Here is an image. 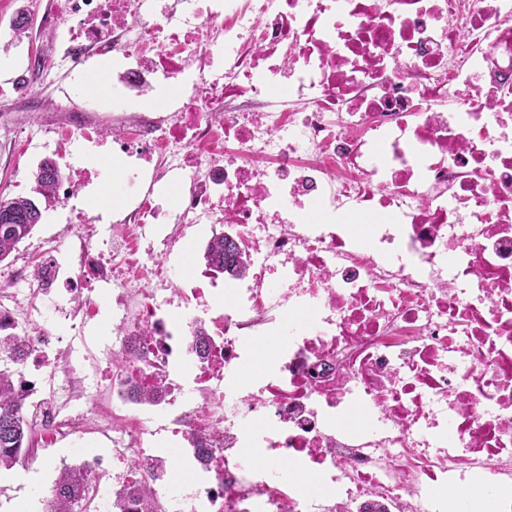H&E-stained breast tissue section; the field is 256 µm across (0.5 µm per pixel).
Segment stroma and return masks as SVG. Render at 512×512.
Listing matches in <instances>:
<instances>
[{
  "mask_svg": "<svg viewBox=\"0 0 512 512\" xmlns=\"http://www.w3.org/2000/svg\"><path fill=\"white\" fill-rule=\"evenodd\" d=\"M58 4L59 0H0V57L12 61L11 68L0 71V196L7 199L34 197V174L38 164L46 159L76 169L98 161L108 163L112 158L123 159L128 168L134 164L133 159L122 158L111 142V100H100L89 109L92 121L103 136L102 144L83 140L66 144L47 131L48 126L63 120L62 113L55 107L54 85H61L68 93L77 86L112 80L111 69L98 66L73 71L63 63L68 31L49 22ZM21 9L30 11L34 20L28 36L15 39L11 36L10 21ZM107 173L108 180H96L82 187L76 198L77 205L91 215L108 211V221L99 225L106 239L112 235L113 224L124 216L121 208L108 198L109 181L120 178L121 172L109 166ZM66 213L63 201L47 205L41 224L30 238L20 244L14 257L0 263V284H7L9 290L19 293L36 288V281L19 276L18 270L34 266L46 238L66 234ZM98 302V315L88 321L82 320L78 305L68 304L69 316L60 328L66 346L60 360L66 364L68 372L80 377L81 383L62 396L57 406L62 414L82 415L87 431L79 437L38 436L33 464L22 463L0 473V512H12L15 503L24 499L48 496L62 465H77L92 456L107 463L112 460L111 441L96 431L100 420L112 414L110 384L84 367L85 356L103 355L117 333L111 295L99 297Z\"/></svg>",
  "mask_w": 512,
  "mask_h": 512,
  "instance_id": "1",
  "label": "stroma"
}]
</instances>
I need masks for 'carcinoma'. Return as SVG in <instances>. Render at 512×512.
<instances>
[{
	"label": "carcinoma",
	"instance_id": "carcinoma-1",
	"mask_svg": "<svg viewBox=\"0 0 512 512\" xmlns=\"http://www.w3.org/2000/svg\"><path fill=\"white\" fill-rule=\"evenodd\" d=\"M62 175L52 160L41 162L35 173V192L47 201L56 199L54 186ZM42 219L38 202L32 198H0V263L18 250ZM203 258L209 266L233 278L246 274L247 264L236 242L222 232H212ZM33 331L0 335V470H10L28 457L33 426L28 418L29 396L18 385L20 365L32 344ZM93 495L81 465L63 466L46 499L50 512H88Z\"/></svg>",
	"mask_w": 512,
	"mask_h": 512
}]
</instances>
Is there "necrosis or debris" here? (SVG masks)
Segmentation results:
<instances>
[{
    "instance_id": "necrosis-or-debris-1",
    "label": "necrosis or debris",
    "mask_w": 512,
    "mask_h": 512,
    "mask_svg": "<svg viewBox=\"0 0 512 512\" xmlns=\"http://www.w3.org/2000/svg\"><path fill=\"white\" fill-rule=\"evenodd\" d=\"M60 16L79 19L72 67L121 51L118 142L155 158L116 187L130 211L111 256L92 217H68L73 277L123 295L122 512H451L460 486L478 512H512V0H62ZM367 214L385 221L355 238ZM203 215L248 279L150 284L176 245L154 225ZM131 238L149 242L144 272ZM198 333L209 347L187 355ZM261 338L279 345L242 380ZM56 343L39 331L22 381L55 436L83 426L40 386ZM158 383L159 405L131 399ZM161 415L191 451L192 494L162 466ZM285 461L315 484L281 476Z\"/></svg>"
}]
</instances>
